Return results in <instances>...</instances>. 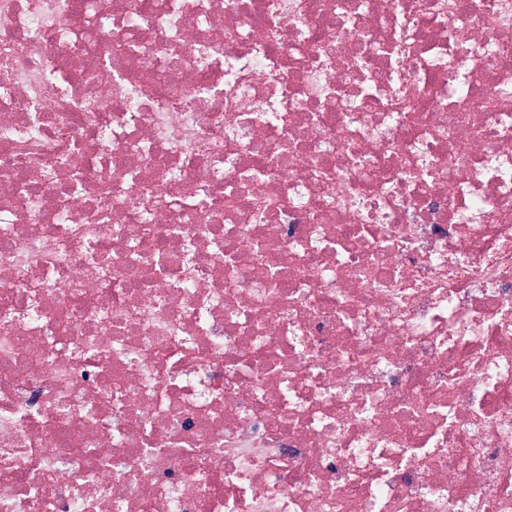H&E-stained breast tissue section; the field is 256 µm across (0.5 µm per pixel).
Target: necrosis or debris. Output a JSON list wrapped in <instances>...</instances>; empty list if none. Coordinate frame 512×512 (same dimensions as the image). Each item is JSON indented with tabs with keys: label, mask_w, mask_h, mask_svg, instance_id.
Listing matches in <instances>:
<instances>
[{
	"label": "necrosis or debris",
	"mask_w": 512,
	"mask_h": 512,
	"mask_svg": "<svg viewBox=\"0 0 512 512\" xmlns=\"http://www.w3.org/2000/svg\"><path fill=\"white\" fill-rule=\"evenodd\" d=\"M0 0V512H512V0Z\"/></svg>",
	"instance_id": "4bbe7bcc"
}]
</instances>
